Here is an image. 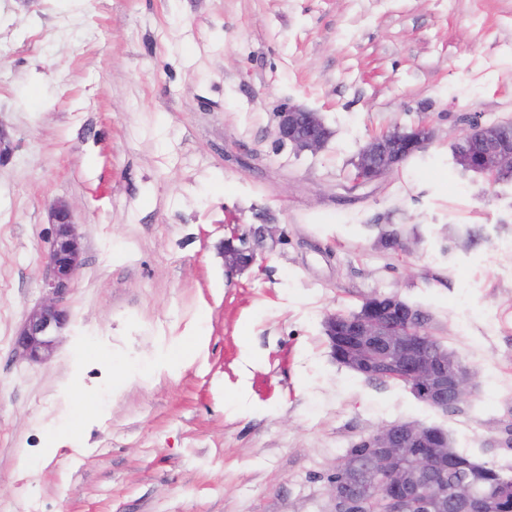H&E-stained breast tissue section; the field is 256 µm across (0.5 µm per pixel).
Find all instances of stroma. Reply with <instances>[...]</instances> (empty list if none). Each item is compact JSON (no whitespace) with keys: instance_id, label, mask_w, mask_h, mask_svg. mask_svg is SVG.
Returning a JSON list of instances; mask_svg holds the SVG:
<instances>
[{"instance_id":"1","label":"stroma","mask_w":512,"mask_h":512,"mask_svg":"<svg viewBox=\"0 0 512 512\" xmlns=\"http://www.w3.org/2000/svg\"><path fill=\"white\" fill-rule=\"evenodd\" d=\"M284 103L320 113L321 149L278 141ZM472 118L512 120V0H0V512H330L337 460L395 422L512 477V179L455 160ZM424 124V151L355 183L374 134ZM57 199L83 264L33 364L13 342ZM394 228L408 251L382 248ZM242 232L257 262L231 272ZM375 293L427 314L467 404L335 361L327 315ZM196 322L200 355L167 364ZM75 378L86 450L43 455Z\"/></svg>"}]
</instances>
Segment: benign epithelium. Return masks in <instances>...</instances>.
Listing matches in <instances>:
<instances>
[{"mask_svg":"<svg viewBox=\"0 0 512 512\" xmlns=\"http://www.w3.org/2000/svg\"><path fill=\"white\" fill-rule=\"evenodd\" d=\"M276 119L278 140L299 150H317L328 138L329 129L312 110L284 106L276 112ZM432 138L428 126L381 131L365 148L355 179L364 184L379 180ZM456 144L468 167L486 174L490 183L512 178V139L504 134L494 135L474 121L463 129ZM48 221L53 228L44 279L48 296L28 312L14 340L15 349L33 362L51 357L69 320L70 283L82 265L81 237L70 203L54 201ZM224 259L231 269L253 265L256 253L248 236L226 240ZM324 326L334 358L357 368L369 381L404 380L420 399L442 409L458 408L471 397L473 371L457 359L448 363V356L431 343L419 313L396 295L375 293L356 313L328 315ZM365 443L369 448L366 465L349 451L336 462V468L357 471L366 479V486L381 489L384 512H409L413 493L430 484V472L448 460L447 433L411 422L388 424L365 438ZM434 497L451 503L456 512H490L487 497L465 485L447 492L437 487ZM329 502L331 512H363L366 500L333 485Z\"/></svg>","mask_w":512,"mask_h":512,"instance_id":"1","label":"benign epithelium"}]
</instances>
